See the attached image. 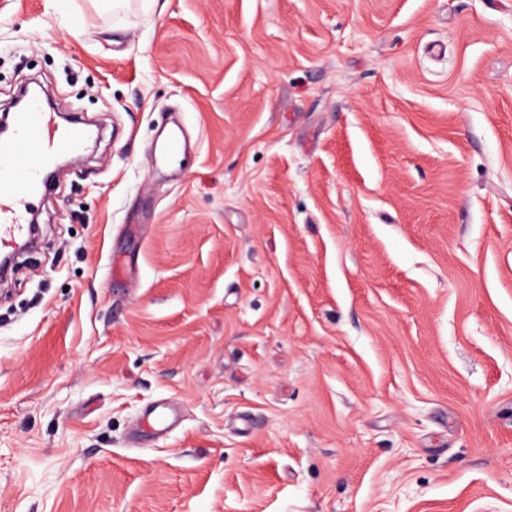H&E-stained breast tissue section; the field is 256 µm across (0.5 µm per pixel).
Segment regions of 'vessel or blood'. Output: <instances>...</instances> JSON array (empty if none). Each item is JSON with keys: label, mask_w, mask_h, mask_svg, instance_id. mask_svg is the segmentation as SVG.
<instances>
[{"label": "vessel or blood", "mask_w": 512, "mask_h": 512, "mask_svg": "<svg viewBox=\"0 0 512 512\" xmlns=\"http://www.w3.org/2000/svg\"><path fill=\"white\" fill-rule=\"evenodd\" d=\"M84 148L78 124H55L38 102L15 113L10 137L0 139V252L13 251L27 229L31 197L39 192L43 172L61 156L77 157ZM170 425L165 407L152 408L142 421L149 436Z\"/></svg>", "instance_id": "b4317fda"}]
</instances>
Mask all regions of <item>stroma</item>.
Segmentation results:
<instances>
[{
    "label": "stroma",
    "instance_id": "stroma-1",
    "mask_svg": "<svg viewBox=\"0 0 512 512\" xmlns=\"http://www.w3.org/2000/svg\"><path fill=\"white\" fill-rule=\"evenodd\" d=\"M31 81L103 137L0 293V512H512V0H0ZM170 423V416L165 407L159 405L147 413L142 421V429L147 436H155L166 431Z\"/></svg>",
    "mask_w": 512,
    "mask_h": 512
}]
</instances>
